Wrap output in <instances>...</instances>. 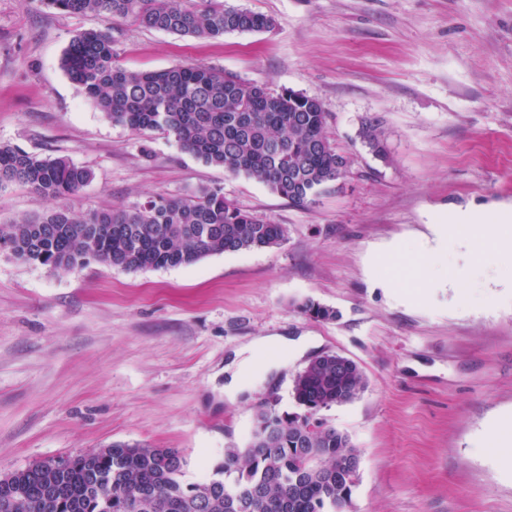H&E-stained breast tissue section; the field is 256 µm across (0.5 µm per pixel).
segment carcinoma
<instances>
[{
    "instance_id": "cac0c4a2",
    "label": "carcinoma",
    "mask_w": 512,
    "mask_h": 512,
    "mask_svg": "<svg viewBox=\"0 0 512 512\" xmlns=\"http://www.w3.org/2000/svg\"><path fill=\"white\" fill-rule=\"evenodd\" d=\"M68 15H112L193 38L272 28L273 18L224 0H39ZM60 65L102 117L130 130L160 132L183 152L231 175H245L292 204L306 207L342 178L350 160L327 135L323 102L293 90L272 91L223 70L178 65L135 72L115 63L106 31L79 30ZM365 146L380 159L388 149L378 124L362 127ZM92 172L66 157L41 158L0 145V189L22 185L52 199L76 196ZM286 227L239 208L220 188L186 197L157 195L128 209L68 207L21 219L3 231L11 257L53 270L91 261L125 271L191 266L218 254L275 248ZM301 310L328 321L336 310L307 301ZM366 378L351 359L328 353L293 379L297 411L261 404L242 448H229L212 477L184 481L187 461L175 448L114 443L69 455L57 476L62 501L41 495L35 474L21 493L0 490V512H343L357 476L349 435L320 412L349 403Z\"/></svg>"
}]
</instances>
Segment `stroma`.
<instances>
[{
    "instance_id": "1",
    "label": "stroma",
    "mask_w": 512,
    "mask_h": 512,
    "mask_svg": "<svg viewBox=\"0 0 512 512\" xmlns=\"http://www.w3.org/2000/svg\"><path fill=\"white\" fill-rule=\"evenodd\" d=\"M270 30L216 39L0 0V145L64 156L92 181L71 208L121 210L148 197L223 189L285 225L274 249L128 272L99 263L52 271L0 252V473L115 442L175 448L189 482L244 447L258 405L293 411L294 376L336 352L367 379L323 416L360 466L345 512H512V279L459 277L468 238L449 243L417 297L388 287L399 243L481 212L512 209V0H227ZM81 29L109 32L130 71L196 64L322 100L345 177L301 208L246 176L202 164L156 132L104 120L60 59ZM378 123L388 160L359 132ZM12 185L0 226L55 208ZM313 300L332 321L301 310ZM281 337L236 398L224 385L242 347Z\"/></svg>"
}]
</instances>
